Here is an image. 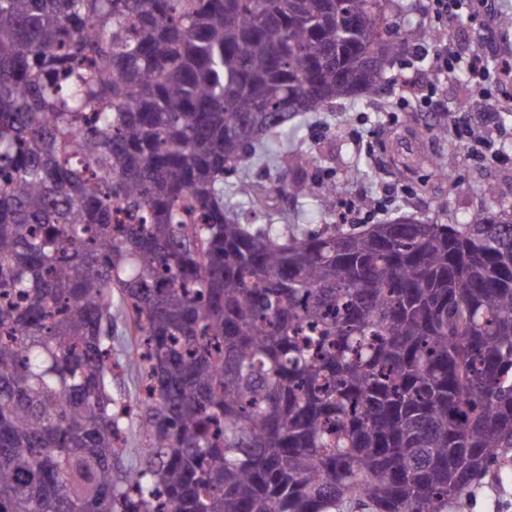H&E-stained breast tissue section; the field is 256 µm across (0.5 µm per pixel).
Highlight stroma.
Here are the masks:
<instances>
[{
	"mask_svg": "<svg viewBox=\"0 0 512 512\" xmlns=\"http://www.w3.org/2000/svg\"><path fill=\"white\" fill-rule=\"evenodd\" d=\"M404 5L400 33L403 50L389 72L390 80L375 97L358 104L341 102L327 112H308L288 127L292 148L311 152L316 161L308 170L314 184L337 186L336 208L356 202L385 222L413 215L441 224L466 219L484 209V186L495 189L498 204L512 210V114L485 107L460 112L457 101L472 97L471 83L453 78L435 80L428 61H416L415 43L428 40L425 0H399ZM456 34L463 50L478 49L486 59L512 54V27L483 30L481 20H467ZM415 66L433 92L434 115L411 121L408 111L418 105L401 80L406 66ZM453 114L457 123L477 124L495 145L493 156L476 160L473 147L455 134L440 135L439 118ZM255 187L259 211L241 203L244 215L257 223L275 224L282 215L295 219L299 231L325 223L320 194L294 197L278 193L281 172L275 166L254 164L241 175ZM469 512H512V467L498 478L476 486Z\"/></svg>",
	"mask_w": 512,
	"mask_h": 512,
	"instance_id": "1",
	"label": "stroma"
}]
</instances>
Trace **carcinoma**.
Instances as JSON below:
<instances>
[{"label": "carcinoma", "instance_id": "cac0c4a2", "mask_svg": "<svg viewBox=\"0 0 512 512\" xmlns=\"http://www.w3.org/2000/svg\"><path fill=\"white\" fill-rule=\"evenodd\" d=\"M399 14L0 0V512H465L512 462L511 212L298 235L224 203L288 123L378 94ZM126 344L122 336H117L112 342V362L119 364L122 370L118 371L120 381L117 385L112 384V398H120V394L133 397L135 394L134 374L125 366Z\"/></svg>", "mask_w": 512, "mask_h": 512}]
</instances>
